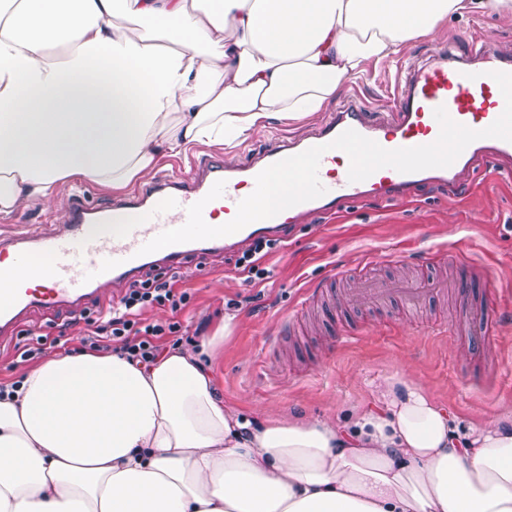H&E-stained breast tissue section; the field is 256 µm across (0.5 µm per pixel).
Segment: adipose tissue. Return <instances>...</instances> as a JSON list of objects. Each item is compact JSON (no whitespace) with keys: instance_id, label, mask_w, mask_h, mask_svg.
<instances>
[{"instance_id":"1","label":"adipose tissue","mask_w":512,"mask_h":512,"mask_svg":"<svg viewBox=\"0 0 512 512\" xmlns=\"http://www.w3.org/2000/svg\"><path fill=\"white\" fill-rule=\"evenodd\" d=\"M472 7L512 0H0V213L231 150ZM0 512H512V410L466 427L405 378L252 424L192 350L50 357L0 394Z\"/></svg>"}]
</instances>
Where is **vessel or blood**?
I'll return each mask as SVG.
<instances>
[{"label": "vessel or blood", "instance_id": "1", "mask_svg": "<svg viewBox=\"0 0 512 512\" xmlns=\"http://www.w3.org/2000/svg\"><path fill=\"white\" fill-rule=\"evenodd\" d=\"M496 71L512 73V53L476 40L469 54L460 56L446 49L434 61L406 71L389 121L370 122L360 105L351 103L329 118L314 137L281 142L249 161L227 166L204 159L191 177L164 171L130 195L104 205L90 204L81 194L72 196L60 230L0 238V257L14 256L18 264L14 293L8 302H0V343L11 340L24 316L80 313L99 300L102 285L132 281L150 267L177 272L187 257L231 253L242 241L284 236L289 225L307 217L334 215L368 200L387 201L428 184L460 190L476 161L492 167L512 157V142L481 138L449 167L412 173L382 168L359 182L349 181L348 169L340 163L342 153L330 143L348 129L388 150L433 143L440 132L434 110L440 106L457 123L485 129L503 112L501 91L492 77ZM319 145L326 148L318 170L326 189L322 196L251 222L228 236L142 253V246L158 234L184 225L188 207L196 202L205 204V221H212L218 211L225 220H232L243 188L254 186L262 170ZM220 180L225 183L223 195L208 200V192ZM101 224L114 225V234L94 233V226ZM435 286L432 279L398 283L365 274L345 301L353 307H380L397 298L403 306L415 308L426 302Z\"/></svg>", "mask_w": 512, "mask_h": 512}]
</instances>
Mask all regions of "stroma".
<instances>
[{
    "mask_svg": "<svg viewBox=\"0 0 512 512\" xmlns=\"http://www.w3.org/2000/svg\"><path fill=\"white\" fill-rule=\"evenodd\" d=\"M474 36L512 52V16L449 18L437 36L412 41L365 78L347 82L341 97L356 98L373 120H390L398 70L436 56L446 45L456 54L468 53ZM324 118L320 112L255 130L229 152L220 145H196L163 158L158 168L187 173L202 158L235 165L277 138L309 135ZM470 181L468 189L454 194L432 186L406 203L362 202L337 216L295 225L262 259L269 275L261 280L248 279L233 256L192 261L177 274L178 288L191 294L187 306L175 314L155 308L145 317L162 324L179 321V334L165 337L164 344L191 347L233 316L212 369L225 404L251 419L271 412L331 418L350 406L370 405L377 384L401 376L464 424L482 425L512 409V321H502L491 340L483 338L487 318L512 308V179L487 180L478 170ZM74 192L85 193L94 205L116 197L91 181L67 183L52 205L30 203L0 213V232L49 230L61 223ZM432 250L446 252V260L422 265ZM461 255L477 268L466 289L457 262ZM365 267L383 278L425 275L440 280L442 288L415 313L395 301L370 309L339 302L297 315L304 289L328 281L331 273L334 289L357 287ZM62 322L59 316L24 317L19 334L0 346V382H12L31 368L18 360L24 333L55 337ZM345 330L358 333V340L340 341Z\"/></svg>",
    "mask_w": 512,
    "mask_h": 512,
    "instance_id": "35a3bbf8",
    "label": "stroma"
}]
</instances>
